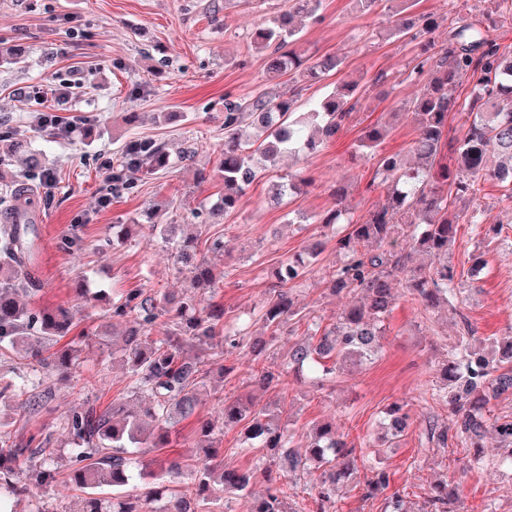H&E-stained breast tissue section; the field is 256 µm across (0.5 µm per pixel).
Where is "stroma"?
I'll use <instances>...</instances> for the list:
<instances>
[{
    "instance_id": "35a3bbf8",
    "label": "stroma",
    "mask_w": 512,
    "mask_h": 512,
    "mask_svg": "<svg viewBox=\"0 0 512 512\" xmlns=\"http://www.w3.org/2000/svg\"><path fill=\"white\" fill-rule=\"evenodd\" d=\"M291 0H0V40L25 48L23 59L0 67V130L27 134L48 159L55 183L41 201L38 234L39 288L23 295L29 308L59 305L72 312L68 340L77 360L67 379L26 358L24 352L0 351V388L34 376L39 406L17 409L0 399V439L12 445L47 440L58 471L67 468L70 433L66 420L87 407L97 411L112 405L133 406L138 396L122 359L119 337L126 318L112 314L111 305L98 302L99 290L140 288L161 295L187 289L189 271H177L171 249L149 226L135 228L130 240L113 243L112 227L130 223L153 204L166 206L165 222L189 223L205 214L224 192L217 172L224 152V100L258 94L287 93L288 83L267 77V56L250 43L255 28L289 12ZM433 14L443 20L431 36L442 45L449 27L459 19L480 22L501 44L512 48V0H378L363 9L357 0H322L316 19L302 22L296 45L305 56L340 58L338 71L307 83L299 106L316 100L344 80L359 81V104L340 134L311 156L283 158L262 172L224 223L205 227L204 237H222L224 251L201 248L199 257L219 273L215 296L197 298V308L222 303L229 326L242 331L238 348L229 356L237 371L223 378L212 370L198 390L201 417L221 423L224 395L250 398L259 408L285 403L282 426L305 432L311 422L335 418L350 441L376 440L387 408L406 404L414 418L446 417L432 389L439 368L459 337L455 316L427 310L401 300L384 320L383 350L372 363L315 386L296 375L286 378L283 391H264L251 382L253 362L249 343L266 335L258 311L273 293V270L280 261L304 252L310 243L322 244L318 260L303 284L291 290L303 314L292 332L277 336L264 357L277 367L288 348L303 338L310 324L333 323L347 305L344 297L325 294L322 279L336 263L335 231L317 224L318 216L334 209L336 183L348 188L353 219L363 220L381 207L386 189L375 183L378 156L356 152L366 127L390 129L382 150L411 157L416 137L408 114L423 90L427 76H416L423 58L419 42L388 34L396 15ZM70 80L85 92L73 99L66 121L77 129L58 138L35 127L34 101L25 92L50 82ZM133 139L167 142L171 149L195 144L194 166L154 175L131 177L130 187L100 205L109 188L105 160L120 163L126 143ZM307 171L314 179L298 196L267 201L272 184ZM500 188L485 182L474 205L485 209L489 221L503 224L501 233L487 239L478 226L460 225L454 246L457 270H467L474 255L486 269L468 283L464 314L477 333L475 342L512 336V212L498 203ZM299 221L289 222V213ZM84 282L86 294L74 288ZM413 426L394 447L373 457L371 468L387 472L392 489L400 491L410 512H423L431 483L444 479L455 498L457 512H512V469L487 467L472 472L463 464L464 448H429ZM370 468H359L335 496L337 512H385L384 498L363 499ZM81 493L64 479L39 486L29 484L17 512H77Z\"/></svg>"
}]
</instances>
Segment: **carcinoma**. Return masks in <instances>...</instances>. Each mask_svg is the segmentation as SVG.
Returning <instances> with one entry per match:
<instances>
[{"mask_svg":"<svg viewBox=\"0 0 512 512\" xmlns=\"http://www.w3.org/2000/svg\"><path fill=\"white\" fill-rule=\"evenodd\" d=\"M439 27L437 19L423 16L419 21L395 19L390 36L423 39ZM299 31L292 17L277 18L256 29L250 37L254 48L268 52L267 73L277 80L288 74L307 83L338 69L340 61L323 56L313 62L303 58L290 44L298 41ZM430 65L432 75L409 110L417 124L412 151L416 162L408 164L397 155L380 158L377 174L387 189V202L362 221L345 219L344 201L348 190L338 185L333 191L336 208L320 218L322 224L346 220L344 234L336 237L340 260L326 272V288L335 295L359 294L361 300L346 308L336 322L315 328L310 340L292 345L281 369L261 368L252 382L266 389H279L290 372H308L319 384L336 373L360 367L381 352L383 321L397 301L395 285L402 282L410 300L426 309L446 307L454 312V301L462 294L455 280L452 255L461 224H482L485 211L451 213L457 200L472 201L480 186L497 182L503 193L500 203L512 208V54L501 49L489 31L460 20L448 30V40L434 55L420 62L418 72ZM472 80L465 98L456 95L463 79ZM298 86L289 96L273 98L261 94L251 99L224 102V153L218 165L224 181V195L207 212L205 223L220 224L231 214L255 181L259 170L273 167L284 153L312 155L333 141L355 111L359 81H342L317 99L310 109L295 108ZM453 112L467 115L456 139L454 162L442 154L448 135V117ZM252 119L256 139L244 138L242 124ZM389 128H367L358 150L376 151L385 141ZM13 152L24 155V166L31 172L44 167L43 157L28 150V140L12 139ZM196 148L188 145L176 153L156 140H133L123 150L122 168L112 172V190L127 185L123 170L148 174L167 172L194 160ZM5 205L0 211V345L26 343L25 354L66 377L76 359L71 345L47 352V342L67 335L71 317L57 307L34 314L19 300L33 283L32 250L29 238L34 224L27 211V200L34 197L29 184L17 179L5 184ZM153 228L174 247L177 263L189 268L192 288L203 295L215 292L217 277L204 262L195 260L198 236L183 234L181 224H153ZM322 249L283 261L275 271L278 294L261 307V319L271 330L269 338L250 344L254 360L263 357L276 336L300 315L288 291L307 273L310 260ZM195 297L179 301L158 299L138 289L113 294L112 314L130 317L122 333L125 360L134 379L135 393L142 396L138 408L112 406L99 412L89 407L68 418L73 447L68 449L67 482L85 494L79 512H204L208 493L219 484L236 496L243 512H288L287 500L294 481L309 479V512H329L336 486L351 476L365 449L346 440L331 420L312 423L305 433V451L295 450V434L282 427L262 410L240 396L221 400L224 428L239 429L242 448L267 449L271 456L259 455L247 468L228 467L218 454L216 426L200 419L196 445L206 449L193 467L194 491L188 496L174 493L158 500L148 490L134 497L126 487L134 478L176 479L181 474L178 458L163 459L150 473L138 470L137 454L143 448H165L169 427L192 416L197 406L196 390L210 374L208 362L190 357L188 345L201 350L224 334V346H239L237 335L226 329V311L214 305L198 310ZM458 344L448 353L441 368L442 386L432 392L448 406V419L429 422V442L445 449L482 448L485 438L495 435L505 452L496 464L512 466V417L493 413V403L512 396V336L505 340L487 339V348L499 355L493 360L486 353L473 351L469 339L475 328L458 313ZM164 335L152 338L157 327ZM38 379L31 378L10 389L16 404L32 405L31 391ZM411 425L404 405L394 403L386 410L384 429L389 441L403 437ZM30 464V480L38 485L53 483L58 475L43 448H0V510L8 501L26 491L17 481L19 459ZM266 482L265 492L255 495L252 485L257 476ZM389 475L373 471L366 481L363 497L380 495L391 510L407 512L399 491L388 492ZM426 512H456L448 496V483L435 482L427 493Z\"/></svg>","mask_w":512,"mask_h":512,"instance_id":"obj_1","label":"carcinoma"}]
</instances>
